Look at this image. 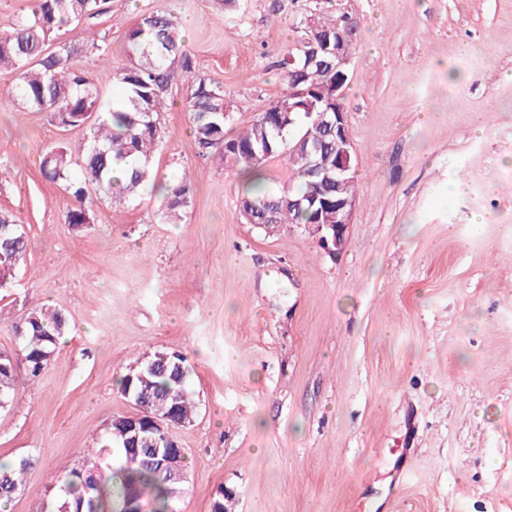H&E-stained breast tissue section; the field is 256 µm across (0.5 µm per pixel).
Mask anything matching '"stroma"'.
Returning a JSON list of instances; mask_svg holds the SVG:
<instances>
[{"instance_id":"35a3bbf8","label":"stroma","mask_w":512,"mask_h":512,"mask_svg":"<svg viewBox=\"0 0 512 512\" xmlns=\"http://www.w3.org/2000/svg\"><path fill=\"white\" fill-rule=\"evenodd\" d=\"M180 23L190 72L159 116L156 182L193 190L178 224L160 195L94 222L40 171L80 161L88 127L0 107V210L29 242L0 288V351L41 304L69 326L49 368L0 408V462L32 464L9 512H40L63 466L84 461L139 357L185 355L196 415L179 512H512V0H105L61 27L98 77L130 60L143 12ZM348 17L344 96L358 148L341 255L299 224L266 233L239 210L243 178L200 156L189 98L223 87L235 137L286 92L278 63L309 17ZM484 127H477V117Z\"/></svg>"}]
</instances>
